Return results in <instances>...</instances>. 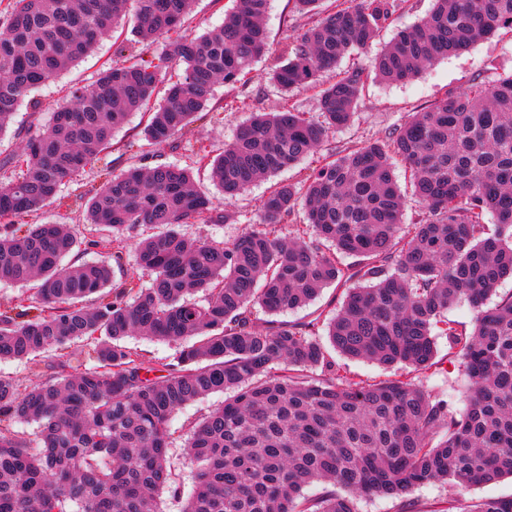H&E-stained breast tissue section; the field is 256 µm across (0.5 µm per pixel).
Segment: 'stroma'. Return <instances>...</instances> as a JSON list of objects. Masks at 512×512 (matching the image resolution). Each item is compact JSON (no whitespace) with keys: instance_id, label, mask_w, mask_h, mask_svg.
Returning <instances> with one entry per match:
<instances>
[{"instance_id":"stroma-1","label":"stroma","mask_w":512,"mask_h":512,"mask_svg":"<svg viewBox=\"0 0 512 512\" xmlns=\"http://www.w3.org/2000/svg\"><path fill=\"white\" fill-rule=\"evenodd\" d=\"M398 7L389 21L379 29L366 50L346 55L337 70L354 64H366L380 53L395 37L399 29L418 23L432 7V0H396ZM233 6V0H196L193 11L183 26L185 36L193 38L220 25L224 14ZM312 22L310 16L299 13L293 0H271L266 32L270 47L268 56L256 62L250 72L233 86H217L215 96L208 106L206 119L196 121L190 132L177 138L173 145L146 153L140 137L143 119L141 114H132L112 140V149L106 157L111 173H122L140 163L175 164L186 168L198 166L200 151L216 154L230 143L240 125L253 112H273L282 101L310 115L319 110V87H302L281 93L270 81V71L282 51L296 42L297 36ZM112 37H104L95 52L88 55L54 83L35 90L33 101L22 104L6 131L0 133V159L21 153L25 145L24 131L32 114H39L41 121H48L62 91L69 85H83L93 80L104 63L114 61ZM495 63L497 72L486 71L487 63ZM337 70L323 73L322 84L335 81ZM512 73V31L503 30L494 36L477 41L468 51L438 61L425 67L413 80L405 83H368L361 92L352 122L331 135L317 151L316 157L347 146L383 138L390 129L404 120L409 113L417 112L439 100L452 89L467 87L479 80L491 79L493 74ZM236 97L244 100L245 109L228 112L224 109L226 99ZM316 157H308L293 168L284 170L264 180L236 199L225 202L224 210L232 215L231 221L223 224H186L180 231L186 238L215 243L230 242L244 230L236 222L239 214L256 213L261 201L277 183H297L304 180L315 165ZM27 224L57 223L69 225L80 238L96 237L94 225L85 223L83 209L65 205H50L29 213L23 218ZM437 361L435 373L428 384L433 392L445 399L458 400L461 391L469 385L468 378L459 367V356L448 343L447 337L437 339ZM223 400L222 394H212L193 402L179 411L171 420L172 446L170 462L176 480L184 493L193 485V470L184 460V442L188 423L206 416ZM512 496V478L503 477L495 482L470 487L457 492L441 483H430L415 489L407 500L385 497H363L358 501L360 512H468L471 502L485 498Z\"/></svg>"}]
</instances>
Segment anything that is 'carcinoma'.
<instances>
[{
    "label": "carcinoma",
    "instance_id": "obj_1",
    "mask_svg": "<svg viewBox=\"0 0 512 512\" xmlns=\"http://www.w3.org/2000/svg\"><path fill=\"white\" fill-rule=\"evenodd\" d=\"M193 0H0V132L33 90L58 77L124 23L129 42H164L147 59L108 64L70 89L49 123L34 120L22 154L0 162V219L62 204V186L101 161L112 133L158 90L142 137L161 149L213 98L268 53L269 0H234L219 27L181 29ZM317 16L270 73L283 91L312 86L363 50L395 0H294ZM512 30V0H434L365 69L321 89L316 116L291 106L256 112L236 139L199 166L232 200L316 152L349 125L369 76L403 82L479 39ZM183 66L182 72L176 67ZM423 205L404 223L393 165ZM104 231L77 240L65 224H33L0 238V280L35 284L36 313L0 312V361L57 352L46 379L20 391L0 374V512H158L178 494L170 421L212 393L224 402L191 427L194 488L182 512H359L362 497L403 498L433 482L463 491L512 477V74L448 91L385 137L330 154L304 182L279 184L229 243L190 240L182 224L233 218L174 164L109 175L84 204ZM305 223L283 237L297 212ZM136 243L147 286L113 284L106 260L65 264L101 246L118 259ZM352 257L348 264L344 257ZM344 289L330 317L279 323L320 291ZM466 299L471 332L448 320ZM179 345L157 367L124 345L137 334ZM459 348L470 380L461 410L423 382L356 381L329 354L420 374L436 365L435 336ZM92 346L89 367L72 344ZM38 424L30 436L13 428ZM322 485L313 498L305 486ZM470 512H512V497Z\"/></svg>",
    "mask_w": 512,
    "mask_h": 512
}]
</instances>
